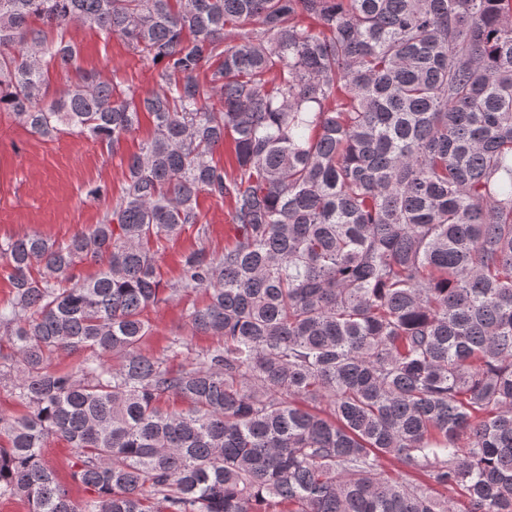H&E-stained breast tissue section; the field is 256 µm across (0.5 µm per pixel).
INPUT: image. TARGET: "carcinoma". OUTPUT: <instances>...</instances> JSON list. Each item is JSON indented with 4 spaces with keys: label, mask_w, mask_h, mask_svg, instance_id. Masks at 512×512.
Listing matches in <instances>:
<instances>
[{
    "label": "carcinoma",
    "mask_w": 512,
    "mask_h": 512,
    "mask_svg": "<svg viewBox=\"0 0 512 512\" xmlns=\"http://www.w3.org/2000/svg\"><path fill=\"white\" fill-rule=\"evenodd\" d=\"M71 25L125 40L157 87L86 71L46 100L47 62L80 57ZM2 110L114 154L141 114L153 133L88 232L0 241L25 407L0 414V498L456 512L449 490L512 512V0H0ZM202 193L229 202L232 242L186 254L170 292L205 294L185 318L217 344L174 370L142 351L147 311L157 254L207 239ZM62 351L83 357L61 370ZM56 438L84 500L45 462Z\"/></svg>",
    "instance_id": "1"
}]
</instances>
